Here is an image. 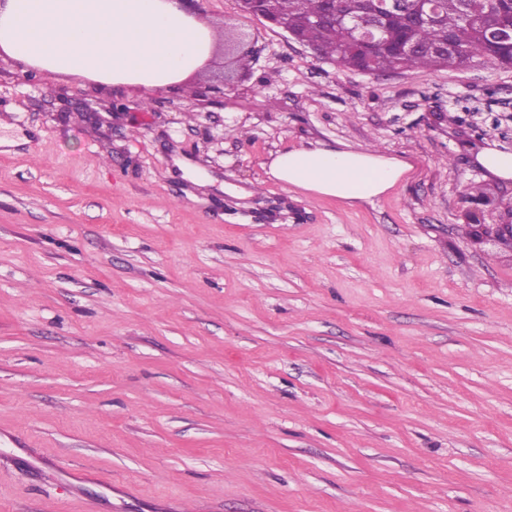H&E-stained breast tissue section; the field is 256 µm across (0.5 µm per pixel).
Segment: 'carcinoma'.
I'll return each mask as SVG.
<instances>
[{"label":"carcinoma","mask_w":512,"mask_h":512,"mask_svg":"<svg viewBox=\"0 0 512 512\" xmlns=\"http://www.w3.org/2000/svg\"><path fill=\"white\" fill-rule=\"evenodd\" d=\"M280 14L288 17L303 38L323 58L343 69H359L368 73L422 69L459 68L475 57L504 66H512V48L500 46L486 34L488 26L512 24V0H484L477 4L479 18L471 20L459 7L458 0H441L436 24L417 22L412 6L388 13L379 41L357 46L349 28L336 23L316 26L309 20L332 8L338 14L359 10L361 0H276ZM446 37H454L457 50L443 55L431 46Z\"/></svg>","instance_id":"cac0c4a2"}]
</instances>
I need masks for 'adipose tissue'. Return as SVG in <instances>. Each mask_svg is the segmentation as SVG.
Returning <instances> with one entry per match:
<instances>
[{
  "label": "adipose tissue",
  "mask_w": 512,
  "mask_h": 512,
  "mask_svg": "<svg viewBox=\"0 0 512 512\" xmlns=\"http://www.w3.org/2000/svg\"><path fill=\"white\" fill-rule=\"evenodd\" d=\"M215 32L179 0H0V51L53 77L81 75L141 91L178 84L210 57ZM373 149L277 152L282 184L344 201L374 199L412 171Z\"/></svg>",
  "instance_id": "obj_1"
}]
</instances>
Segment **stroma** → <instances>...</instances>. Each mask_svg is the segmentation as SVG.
Here are the masks:
<instances>
[{
    "mask_svg": "<svg viewBox=\"0 0 512 512\" xmlns=\"http://www.w3.org/2000/svg\"><path fill=\"white\" fill-rule=\"evenodd\" d=\"M201 7L247 68L145 93L0 53V512H512V259L465 216L512 184L446 120L512 113V67L341 70ZM309 143L414 171L267 175ZM268 168L267 173L287 188L360 201L385 193L404 180L413 165L405 159L386 158L370 148L350 151L302 146L278 151Z\"/></svg>",
    "mask_w": 512,
    "mask_h": 512,
    "instance_id": "obj_1",
    "label": "stroma"
}]
</instances>
